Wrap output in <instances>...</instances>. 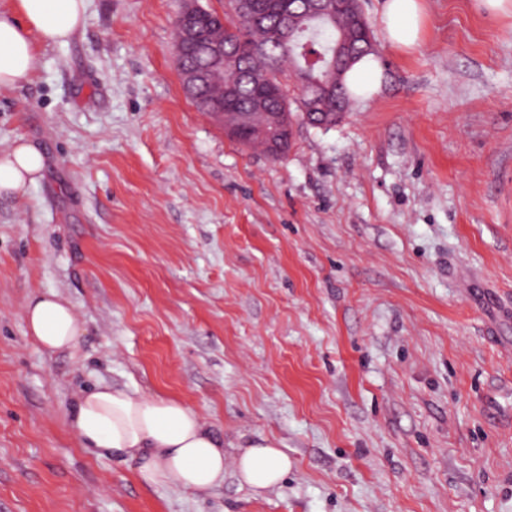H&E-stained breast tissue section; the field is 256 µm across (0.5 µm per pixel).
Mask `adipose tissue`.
<instances>
[{
  "instance_id": "obj_1",
  "label": "adipose tissue",
  "mask_w": 512,
  "mask_h": 512,
  "mask_svg": "<svg viewBox=\"0 0 512 512\" xmlns=\"http://www.w3.org/2000/svg\"><path fill=\"white\" fill-rule=\"evenodd\" d=\"M87 0H14L0 11V87L31 76L41 46L66 44L81 28ZM384 38L409 53L423 36L422 0H383ZM45 158L34 144L19 140L0 152V197L24 196L43 176ZM29 336L50 352L74 348L82 334L72 307L56 293L29 298L24 308ZM80 441L101 454L135 465L138 480L199 496L224 481V440L196 410L181 401L97 387L78 402L73 421ZM237 471L247 485H277L291 462L279 448L259 442L240 449Z\"/></svg>"
}]
</instances>
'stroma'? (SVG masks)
Masks as SVG:
<instances>
[{
  "mask_svg": "<svg viewBox=\"0 0 512 512\" xmlns=\"http://www.w3.org/2000/svg\"><path fill=\"white\" fill-rule=\"evenodd\" d=\"M380 3L379 92L294 121L277 161L184 94L180 0H88L0 88V151L46 157L0 198V512H512V18L426 0L402 55ZM46 291L75 348L27 336ZM100 384L194 408L223 484L147 486L83 447ZM263 438L292 468L257 492L234 457ZM24 315L28 335L49 352L74 348L82 334L72 307L54 292L30 297Z\"/></svg>",
  "mask_w": 512,
  "mask_h": 512,
  "instance_id": "35a3bbf8",
  "label": "stroma"
}]
</instances>
